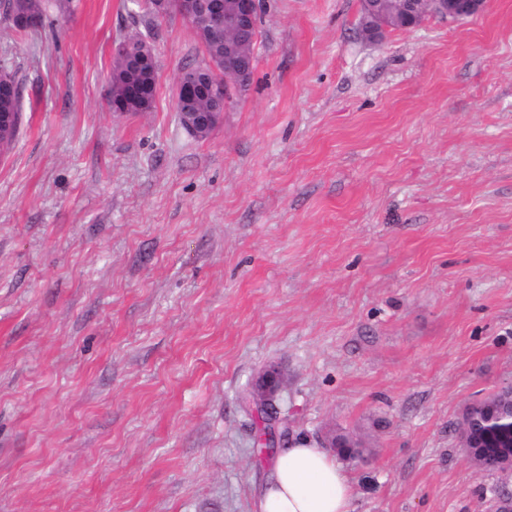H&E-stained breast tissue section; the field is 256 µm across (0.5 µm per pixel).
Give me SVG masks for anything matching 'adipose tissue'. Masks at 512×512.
Returning <instances> with one entry per match:
<instances>
[{"mask_svg": "<svg viewBox=\"0 0 512 512\" xmlns=\"http://www.w3.org/2000/svg\"><path fill=\"white\" fill-rule=\"evenodd\" d=\"M348 474L324 450L291 441L279 448L258 512H351Z\"/></svg>", "mask_w": 512, "mask_h": 512, "instance_id": "ef3b65f1", "label": "adipose tissue"}]
</instances>
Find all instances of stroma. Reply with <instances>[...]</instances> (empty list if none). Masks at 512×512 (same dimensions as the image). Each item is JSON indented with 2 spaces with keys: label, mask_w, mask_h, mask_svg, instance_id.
Returning <instances> with one entry per match:
<instances>
[{
  "label": "stroma",
  "mask_w": 512,
  "mask_h": 512,
  "mask_svg": "<svg viewBox=\"0 0 512 512\" xmlns=\"http://www.w3.org/2000/svg\"><path fill=\"white\" fill-rule=\"evenodd\" d=\"M249 90L204 138L178 17L74 0L0 23L23 119L0 155V512H256L277 431L362 442L353 512H497L459 445L512 385V0L378 43L359 0H268ZM152 23L153 107L110 112ZM114 55L115 46L113 49V57ZM136 55L137 52L128 47H125L124 53L115 55L113 68L109 77V95L117 97L124 93L127 87L128 72L137 64L134 60ZM219 73V70L210 61L208 56L205 59V61L200 64V67H198L196 71L184 72L179 77V80L177 82L175 107L178 105L181 99H196V94L199 93L200 90L199 80L202 79L204 75H215ZM283 384L281 373L275 368H268L261 372L250 394V405L254 404L258 410L264 411L270 426L277 419V410L274 399Z\"/></svg>",
  "instance_id": "stroma-1"
}]
</instances>
